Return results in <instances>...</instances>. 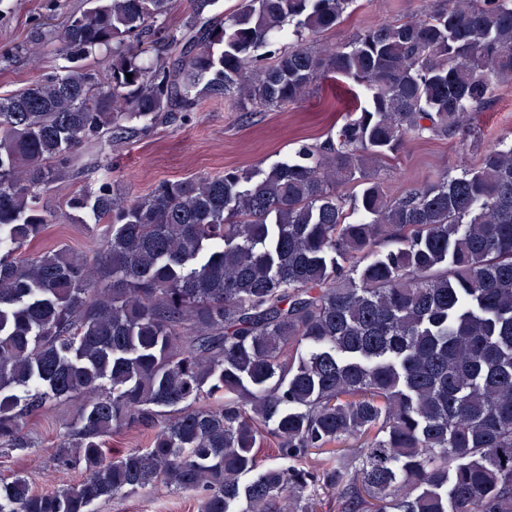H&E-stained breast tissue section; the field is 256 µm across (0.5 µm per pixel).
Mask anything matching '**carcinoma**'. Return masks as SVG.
I'll return each mask as SVG.
<instances>
[{"label":"carcinoma","mask_w":512,"mask_h":512,"mask_svg":"<svg viewBox=\"0 0 512 512\" xmlns=\"http://www.w3.org/2000/svg\"><path fill=\"white\" fill-rule=\"evenodd\" d=\"M356 2L239 0L226 17L193 0L172 31L173 0H88L40 38L68 64L0 94V447L24 452V417L76 402L55 460L83 471L41 492L0 479V512L160 485L201 512H318L322 493L328 512H512V130L397 197L375 170L411 136L463 138L512 81V0L311 45ZM327 75L365 91L336 138L143 197L99 180L68 206L108 225L102 257L18 253L57 223L41 194L83 167L78 148L205 96L286 109ZM123 427L148 445L106 456Z\"/></svg>","instance_id":"cac0c4a2"}]
</instances>
